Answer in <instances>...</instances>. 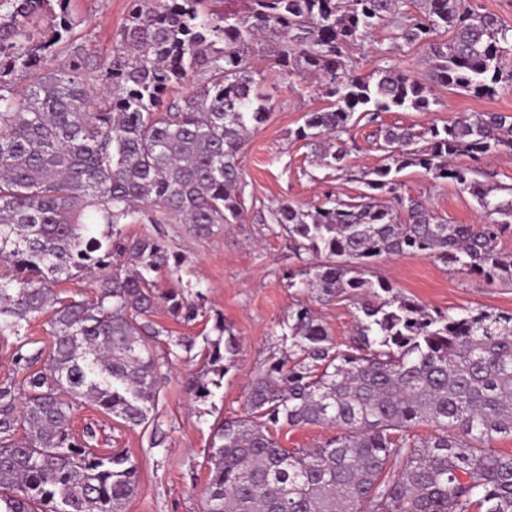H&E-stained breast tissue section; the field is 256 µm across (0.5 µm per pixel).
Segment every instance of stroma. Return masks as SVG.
<instances>
[{
	"label": "stroma",
	"mask_w": 512,
	"mask_h": 512,
	"mask_svg": "<svg viewBox=\"0 0 512 512\" xmlns=\"http://www.w3.org/2000/svg\"><path fill=\"white\" fill-rule=\"evenodd\" d=\"M128 11L129 0H72L77 35L73 50L94 68L110 59ZM388 35V29L383 28L372 38L347 48L354 71L369 75L386 54L404 72L424 73L425 50H391ZM261 89L270 96L273 110L263 126L251 131L242 149L243 220L224 225L208 237L194 235L183 224L123 227L127 237L162 234L171 250L183 257L178 277L165 273L156 276L159 290L181 287L199 294L195 322H177L162 307L154 316L170 337L185 336L195 342L192 352L181 353L164 371L157 430L128 427L90 404L79 407L72 418L74 432H82L88 426L94 429L95 450L117 448L136 463L140 475L138 491L125 512H201L208 480L205 457L211 428L218 420L243 416L253 379L268 359L287 356L290 344L282 340L281 328L298 305L314 309L336 344L349 341L355 330V303L341 298L324 302L289 287V272L317 264L320 258L312 253L296 257L281 227L259 223L257 214L282 200L307 206L328 194L344 200L357 196L362 190L359 176L380 161L370 137L372 128L360 121L343 135L342 145L348 152L345 167L326 172L313 162L310 148L293 136L305 113L325 105L319 82L304 72L285 78L267 70ZM435 97L436 104L427 111L385 112L379 122L422 129L466 113H512V86L492 97L439 87ZM401 179L407 194L420 197L448 223H479L481 214L475 201L454 185L436 184L415 167L402 171ZM367 276L389 281L395 292L431 311L459 315L482 310L512 312L511 287L466 275L421 253L379 260L371 265ZM219 316L233 328L240 351L220 386L213 388L209 397L197 399L190 394L186 382L200 374V354L208 341L217 339L214 323Z\"/></svg>",
	"instance_id": "1"
}]
</instances>
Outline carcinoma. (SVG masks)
<instances>
[{"instance_id": "1", "label": "carcinoma", "mask_w": 512, "mask_h": 512, "mask_svg": "<svg viewBox=\"0 0 512 512\" xmlns=\"http://www.w3.org/2000/svg\"><path fill=\"white\" fill-rule=\"evenodd\" d=\"M0 340L49 315V354L17 347L23 378L0 383V512H125L138 467L123 451L98 454L71 420L89 402L130 427L156 418L163 379L155 345L163 305L184 323L198 308L184 289L161 292L155 276L182 261L163 239L129 238L120 225H188L210 236L242 214L240 152L269 118L270 97L249 45L278 36L271 65L284 76L321 78L327 106L295 131L321 165L344 167L341 136L394 108L423 112L433 86L478 97L512 78V28L471 0H251L247 13H214L205 0H129L130 10L100 67L106 102L86 89L80 55L46 59L73 36L71 0H0ZM392 28L394 50L424 47L428 75L386 64L361 77L346 47ZM444 33L447 39H439ZM34 75L17 93L8 79ZM193 77L182 100L170 92ZM383 164L361 177L354 201L306 208L280 201L259 215L279 225L295 254L326 262L289 275L321 301L360 295L357 332L342 349L307 306L274 358L253 380L246 416L217 423L207 450L204 512H512V454L490 447L512 437V312L430 313L365 277L382 256L423 252L458 269L512 285V260L497 249L512 231V185L478 179L488 158L512 150V114L475 112L420 132L385 126L375 135ZM466 156L470 163L453 164ZM419 167L471 195L485 220L446 224L402 192L399 174ZM95 274L92 299L54 291ZM204 354L224 375L239 339L221 320ZM196 376L188 389L211 394ZM320 424L336 435L290 451L278 424ZM421 425L435 427L427 438Z\"/></svg>"}]
</instances>
